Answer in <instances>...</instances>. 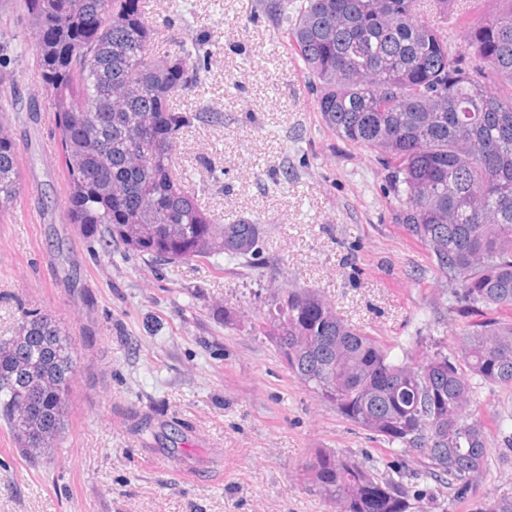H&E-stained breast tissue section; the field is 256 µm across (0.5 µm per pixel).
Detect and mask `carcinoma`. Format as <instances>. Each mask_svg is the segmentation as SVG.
Instances as JSON below:
<instances>
[{
    "instance_id": "obj_1",
    "label": "carcinoma",
    "mask_w": 512,
    "mask_h": 512,
    "mask_svg": "<svg viewBox=\"0 0 512 512\" xmlns=\"http://www.w3.org/2000/svg\"><path fill=\"white\" fill-rule=\"evenodd\" d=\"M461 40L417 16V0H277L317 111L342 140L378 159L397 202L394 223L423 244L448 281V321L476 316L457 354L434 345L413 358L339 317L309 288H282L258 329L288 373L347 422L411 456L416 474L457 501L488 466L471 411L472 379L512 389V0ZM41 94L51 102L67 169L72 224L99 232L106 252L165 264H246L265 227L221 224L174 176L176 150L200 112L173 99L200 83L203 43L147 56L157 31L131 0H25ZM17 147L0 126V211L20 191ZM75 339L51 315L22 317L0 341V419L18 452L50 453L67 426ZM309 480L340 512H412L405 472L332 450L314 454Z\"/></svg>"
}]
</instances>
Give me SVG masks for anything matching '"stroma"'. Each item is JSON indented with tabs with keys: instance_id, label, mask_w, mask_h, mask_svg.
I'll use <instances>...</instances> for the list:
<instances>
[{
	"instance_id": "35a3bbf8",
	"label": "stroma",
	"mask_w": 512,
	"mask_h": 512,
	"mask_svg": "<svg viewBox=\"0 0 512 512\" xmlns=\"http://www.w3.org/2000/svg\"><path fill=\"white\" fill-rule=\"evenodd\" d=\"M268 3L140 0L158 32L151 56L174 53L186 30L205 42L202 81L174 105L220 119L184 132L176 175L222 223L265 225L254 268L102 252L95 234L67 221L66 170L46 152L57 138L35 51L0 54V87L36 104L0 116L20 178L0 212V340L37 310L78 347L55 451L29 462L0 424V512H336L305 480L315 451L409 464L294 379L250 324L275 291L294 286L320 290L386 344L454 341L447 282L393 222L374 155L322 123L319 87ZM228 309L240 325H225ZM473 408L489 465L455 503L436 482L409 476L423 512H486L512 500V447L498 423L512 391L480 383Z\"/></svg>"
}]
</instances>
